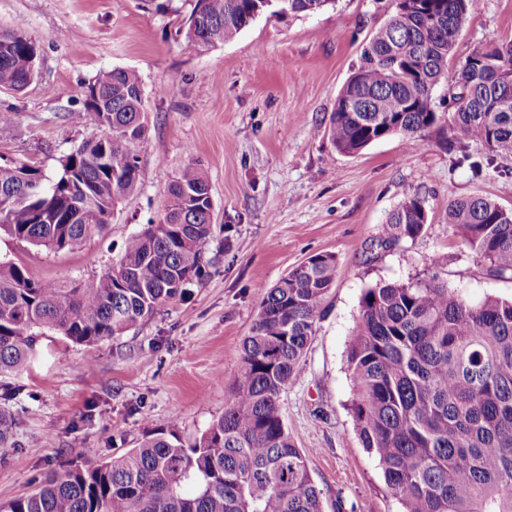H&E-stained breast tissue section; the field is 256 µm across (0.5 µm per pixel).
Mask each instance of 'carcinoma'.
I'll return each mask as SVG.
<instances>
[{"mask_svg": "<svg viewBox=\"0 0 512 512\" xmlns=\"http://www.w3.org/2000/svg\"><path fill=\"white\" fill-rule=\"evenodd\" d=\"M335 0H195L185 39L206 50L233 40L267 12L310 14ZM476 0H394L341 89L329 133L356 154L392 134L421 135L439 121L451 144L475 141L512 158V41L474 50L449 86L448 117L432 90L448 74L462 22ZM39 49L20 30L0 31V86L35 79ZM84 106L102 126L60 160L51 179L26 162L0 164V232L49 250H73L101 232L115 206L141 183L137 143L146 131L138 75L113 68L88 83ZM425 200L405 194L379 245L416 239ZM448 223L512 279V212L480 197L448 200ZM212 232L206 173L184 167L168 190L163 223L130 236L105 273L77 283L36 280L0 263V377L26 369L34 330L84 345L119 336L159 313L202 280ZM336 256L318 253L264 293L241 348L243 370L224 415L190 442L178 424L147 434L127 454L50 473L3 512H323L306 459L285 422L281 393L323 316ZM351 412L363 447L375 453L403 512H512V299L472 304L433 273L379 283L361 299L350 336ZM12 416L0 410V459L14 447Z\"/></svg>", "mask_w": 512, "mask_h": 512, "instance_id": "carcinoma-1", "label": "carcinoma"}]
</instances>
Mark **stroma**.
I'll return each instance as SVG.
<instances>
[{
  "label": "stroma",
  "instance_id": "stroma-1",
  "mask_svg": "<svg viewBox=\"0 0 512 512\" xmlns=\"http://www.w3.org/2000/svg\"><path fill=\"white\" fill-rule=\"evenodd\" d=\"M392 0H336L325 10L279 19L264 14L232 41L206 50L182 30L190 0L159 11L145 0H0V28L39 46L38 74L21 92L0 87V161L34 162L56 176L60 160L100 127L84 92L100 72H136L146 97L137 147L142 181L115 208L105 231L75 250L53 252L0 237V262L38 279L71 282L105 272L125 240L164 217L168 188L187 165L202 167L213 205L207 276L123 335L93 345L44 331L43 354L7 378L16 396V449L0 460V504L53 470L135 448L144 434L178 422L183 439L223 415L238 384L240 349L263 289L317 253L335 255L333 287L300 365L281 395L288 431L306 458L324 512H399L376 458L362 446L348 407L354 391L347 348L365 289L405 282L440 261V279L471 303L512 297V280L486 264L448 222V202L483 197L512 211V159L488 160L442 132L386 136L354 155L328 136L336 99L363 43ZM512 40V0H477L460 30L449 70L476 48ZM484 165L474 173L471 164ZM426 201L415 240H377L404 193Z\"/></svg>",
  "mask_w": 512,
  "mask_h": 512
}]
</instances>
